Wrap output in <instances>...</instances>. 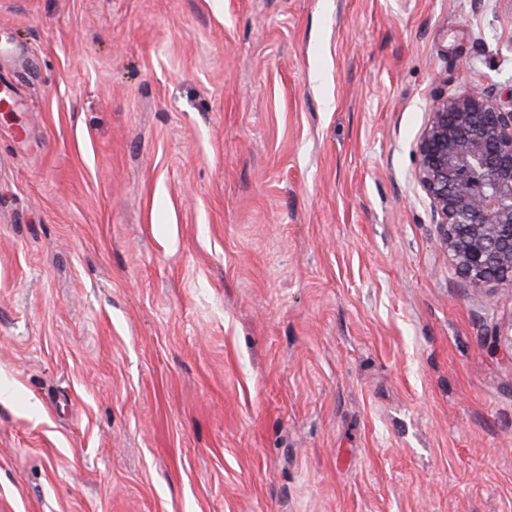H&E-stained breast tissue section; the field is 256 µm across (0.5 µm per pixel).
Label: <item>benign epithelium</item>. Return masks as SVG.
I'll use <instances>...</instances> for the list:
<instances>
[{
  "label": "benign epithelium",
  "instance_id": "benign-epithelium-1",
  "mask_svg": "<svg viewBox=\"0 0 512 512\" xmlns=\"http://www.w3.org/2000/svg\"><path fill=\"white\" fill-rule=\"evenodd\" d=\"M415 177L465 287L512 286V109L478 87L438 99Z\"/></svg>",
  "mask_w": 512,
  "mask_h": 512
}]
</instances>
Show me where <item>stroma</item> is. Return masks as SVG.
I'll return each mask as SVG.
<instances>
[{
	"mask_svg": "<svg viewBox=\"0 0 512 512\" xmlns=\"http://www.w3.org/2000/svg\"><path fill=\"white\" fill-rule=\"evenodd\" d=\"M512 0H0V512H512V286L415 179Z\"/></svg>",
	"mask_w": 512,
	"mask_h": 512,
	"instance_id": "1",
	"label": "stroma"
}]
</instances>
